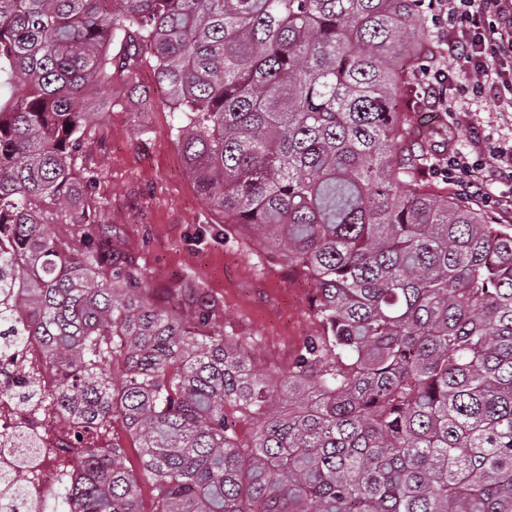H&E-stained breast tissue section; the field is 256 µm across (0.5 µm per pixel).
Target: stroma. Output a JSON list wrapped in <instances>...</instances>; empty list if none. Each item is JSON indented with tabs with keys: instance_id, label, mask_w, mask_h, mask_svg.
<instances>
[{
	"instance_id": "1",
	"label": "stroma",
	"mask_w": 512,
	"mask_h": 512,
	"mask_svg": "<svg viewBox=\"0 0 512 512\" xmlns=\"http://www.w3.org/2000/svg\"><path fill=\"white\" fill-rule=\"evenodd\" d=\"M112 93L93 96L81 172L96 179L97 209L122 258L144 275L160 308L193 287L218 306L217 322L256 368L287 370L317 320L313 289L302 274L273 257L252 235L225 234L224 217L199 194L174 135L177 114L137 46L115 38ZM138 65L139 90L127 85L125 59ZM415 123H447L451 151L469 158L512 143V102L493 95L459 99L454 112L424 110Z\"/></svg>"
}]
</instances>
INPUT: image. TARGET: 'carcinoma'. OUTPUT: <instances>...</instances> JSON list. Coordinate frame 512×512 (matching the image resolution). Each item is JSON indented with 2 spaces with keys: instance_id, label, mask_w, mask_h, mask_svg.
<instances>
[{
  "instance_id": "1",
  "label": "carcinoma",
  "mask_w": 512,
  "mask_h": 512,
  "mask_svg": "<svg viewBox=\"0 0 512 512\" xmlns=\"http://www.w3.org/2000/svg\"><path fill=\"white\" fill-rule=\"evenodd\" d=\"M422 0H0V356L32 341L48 402L140 448H81L41 512H512V224L428 177ZM142 44L198 192L312 283L288 389L201 293L155 306L76 171L109 46ZM122 374L116 386L104 369ZM258 420L248 439L237 427ZM24 481L0 477V512ZM108 429L109 436L112 438L113 443H117L125 448L127 455L128 466L136 467L137 448L132 447V441L128 435L125 425L119 418H114Z\"/></svg>"
}]
</instances>
